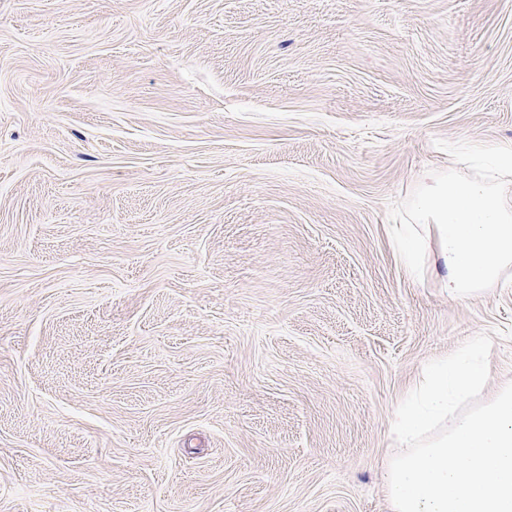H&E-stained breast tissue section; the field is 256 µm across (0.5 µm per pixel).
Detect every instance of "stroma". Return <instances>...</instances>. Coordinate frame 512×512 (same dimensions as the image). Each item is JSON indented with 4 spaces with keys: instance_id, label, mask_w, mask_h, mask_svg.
<instances>
[{
    "instance_id": "1",
    "label": "stroma",
    "mask_w": 512,
    "mask_h": 512,
    "mask_svg": "<svg viewBox=\"0 0 512 512\" xmlns=\"http://www.w3.org/2000/svg\"><path fill=\"white\" fill-rule=\"evenodd\" d=\"M512 147V0H0V512H389L473 336L390 238Z\"/></svg>"
}]
</instances>
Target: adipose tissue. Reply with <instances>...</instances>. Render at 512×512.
<instances>
[{
  "label": "adipose tissue",
  "mask_w": 512,
  "mask_h": 512,
  "mask_svg": "<svg viewBox=\"0 0 512 512\" xmlns=\"http://www.w3.org/2000/svg\"><path fill=\"white\" fill-rule=\"evenodd\" d=\"M394 238L406 270L431 276L451 299L467 300L494 283L512 265V151L476 175L426 173Z\"/></svg>",
  "instance_id": "1"
}]
</instances>
